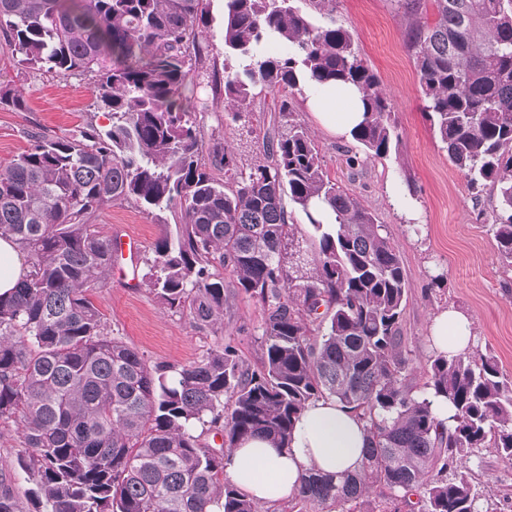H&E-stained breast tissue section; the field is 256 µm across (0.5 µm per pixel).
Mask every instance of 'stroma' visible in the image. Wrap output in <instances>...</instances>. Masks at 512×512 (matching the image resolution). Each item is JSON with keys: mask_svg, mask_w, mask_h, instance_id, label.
<instances>
[{"mask_svg": "<svg viewBox=\"0 0 512 512\" xmlns=\"http://www.w3.org/2000/svg\"><path fill=\"white\" fill-rule=\"evenodd\" d=\"M335 18L352 33L361 58L395 101L397 150L384 159L360 158L348 165L347 156L358 153V144L325 130L308 107L305 91H293L288 99L320 145L332 177L376 212L398 246L409 286L402 321L409 380L423 385L434 351L430 319L451 306L471 315L475 344L496 356L500 367L512 375V270L498 263L489 224L474 214L475 208H489V200L474 201L466 177L449 162L424 110L402 14L394 0H336ZM1 89L21 90L25 99L20 110L0 107L2 165L27 148L28 130L64 136L89 123L100 129L112 123L98 108L97 89L89 77L42 74L19 65L10 51L0 48ZM187 94L203 137L220 135L246 167L262 156V137L278 116V96H257L249 107L250 124L231 127L223 108L213 103L211 84L195 80ZM92 222L101 234L120 229L143 243L135 267L136 286L127 287L113 273L94 292L109 329L150 361L185 365L198 360L219 337L169 312L142 280L145 261L167 225L173 224V216H151L125 202L100 210ZM260 323L258 310L243 297L235 299L224 319L222 338L233 342L255 367L263 358ZM468 466L478 484L481 512H512V459L485 448L470 457Z\"/></svg>", "mask_w": 512, "mask_h": 512, "instance_id": "obj_1", "label": "stroma"}]
</instances>
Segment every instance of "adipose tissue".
Returning <instances> with one entry per match:
<instances>
[{"mask_svg":"<svg viewBox=\"0 0 512 512\" xmlns=\"http://www.w3.org/2000/svg\"><path fill=\"white\" fill-rule=\"evenodd\" d=\"M307 94L320 123L332 133L350 136L362 119L358 92L345 85H311ZM29 271L26 254L13 239L0 237V294H8ZM473 321L456 308L438 312L430 323L435 348L456 356L473 346ZM368 445L357 417L333 399L312 401L294 425L288 446L277 448L254 437L233 448L225 471L260 506L274 508L296 492L301 475L315 468L344 474L360 467Z\"/></svg>","mask_w":512,"mask_h":512,"instance_id":"ef3b65f1","label":"adipose tissue"}]
</instances>
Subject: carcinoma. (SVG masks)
<instances>
[{"label": "carcinoma", "mask_w": 512, "mask_h": 512, "mask_svg": "<svg viewBox=\"0 0 512 512\" xmlns=\"http://www.w3.org/2000/svg\"><path fill=\"white\" fill-rule=\"evenodd\" d=\"M395 4L425 110L470 188L493 193L497 258L512 270V0ZM208 13V0H0L19 62L91 77L112 119L68 137L32 132L0 165V236L23 244L30 267L0 295V424L16 426L15 468L35 484L24 500L1 472L0 512H260L226 477L229 451L253 436L287 445L319 398L350 409L369 444L353 473L302 474L303 507L344 512L377 489L391 512L415 492L423 512H479L464 461L483 448L512 459V377L489 353L436 351L423 393L408 382L400 252L330 177L286 92L357 88L352 138L367 159L397 145L392 97L336 20L317 25L290 0H224V54L246 61L224 66V112L236 123L256 96L285 92L265 134L271 161L245 174L233 151L205 147L185 95L210 70ZM118 202L176 219L143 275L168 310L222 330L231 297L258 304L260 367L229 341L188 365H153L110 334L92 292L112 252L91 219ZM437 399L451 405L444 419ZM211 430L218 450L201 443Z\"/></svg>", "instance_id": "cac0c4a2"}]
</instances>
